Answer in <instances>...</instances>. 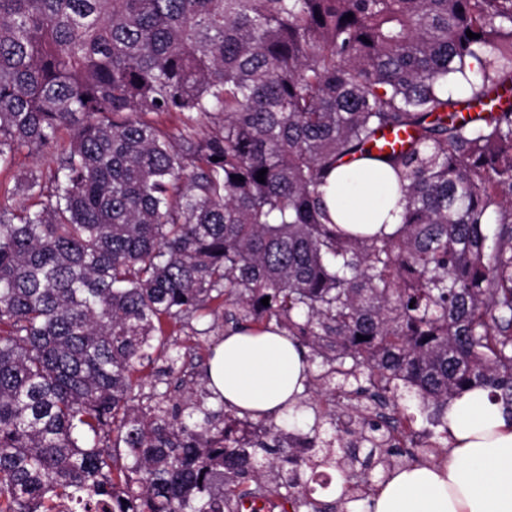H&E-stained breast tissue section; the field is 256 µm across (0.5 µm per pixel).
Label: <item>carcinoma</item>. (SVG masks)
Instances as JSON below:
<instances>
[{
    "instance_id": "1",
    "label": "carcinoma",
    "mask_w": 512,
    "mask_h": 512,
    "mask_svg": "<svg viewBox=\"0 0 512 512\" xmlns=\"http://www.w3.org/2000/svg\"><path fill=\"white\" fill-rule=\"evenodd\" d=\"M511 83L512 0H0V167L57 164L35 208L0 193V512H240L283 488L321 512L306 473L353 502L410 454L379 412L330 408L295 448L204 386L145 391L155 353L182 359L166 326L216 302L286 329L333 399L382 408L401 381L444 427L480 387L512 420V106L490 105ZM385 131L409 139L376 153ZM346 158L393 169L394 234L328 217Z\"/></svg>"
}]
</instances>
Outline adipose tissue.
Segmentation results:
<instances>
[{"label": "adipose tissue", "mask_w": 512, "mask_h": 512, "mask_svg": "<svg viewBox=\"0 0 512 512\" xmlns=\"http://www.w3.org/2000/svg\"><path fill=\"white\" fill-rule=\"evenodd\" d=\"M322 199L331 220L361 235L394 233L397 194L387 165L365 159L332 170ZM307 351L276 325L232 329L209 361V385L226 405L253 417L277 415L305 390ZM453 447L429 465L393 471L368 512H512V421L475 388L445 415Z\"/></svg>", "instance_id": "1"}]
</instances>
